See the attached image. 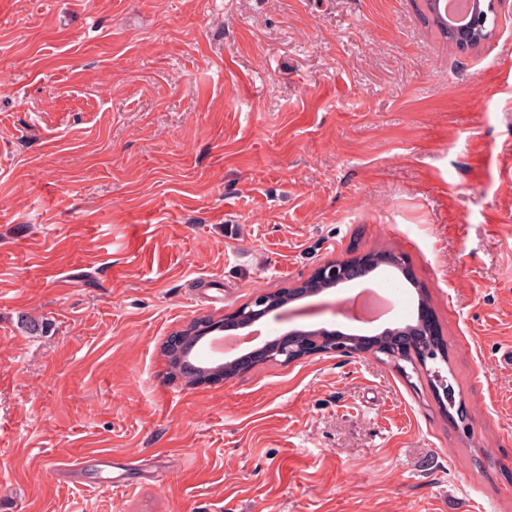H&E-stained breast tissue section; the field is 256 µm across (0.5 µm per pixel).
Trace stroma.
<instances>
[{
    "instance_id": "35a3bbf8",
    "label": "stroma",
    "mask_w": 512,
    "mask_h": 512,
    "mask_svg": "<svg viewBox=\"0 0 512 512\" xmlns=\"http://www.w3.org/2000/svg\"><path fill=\"white\" fill-rule=\"evenodd\" d=\"M0 0V512H512V5ZM273 336L440 337L466 424L370 351L174 378L163 349L328 262ZM47 326L28 334L23 317ZM364 272L365 264L362 259L328 263L315 271L316 274L326 275L334 286L363 278ZM372 288H361L351 297L347 298L342 304V315L349 321H355L359 323H368L375 320L370 310V302L372 299Z\"/></svg>"
}]
</instances>
